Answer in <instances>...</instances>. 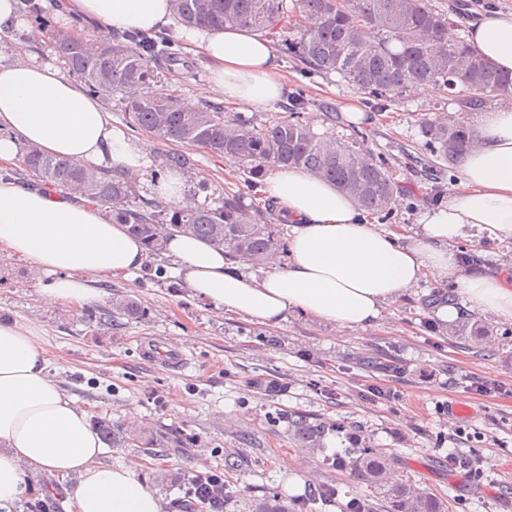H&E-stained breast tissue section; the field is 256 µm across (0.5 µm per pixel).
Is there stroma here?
<instances>
[{
  "label": "stroma",
  "instance_id": "1",
  "mask_svg": "<svg viewBox=\"0 0 512 512\" xmlns=\"http://www.w3.org/2000/svg\"><path fill=\"white\" fill-rule=\"evenodd\" d=\"M432 3L448 14L459 37L466 34L465 18L512 9V0ZM181 47L190 66L177 68L171 78L181 100L220 102L205 60L189 42ZM280 67L285 97L255 112V119L287 115L289 94L304 88L310 105L303 117L313 130L346 141L365 138L401 188L402 206L370 215L371 223L395 229L415 223L435 206L433 183L417 177L414 167L430 157L423 122L459 117L448 95L406 91L380 109L337 74H305L292 58L281 60ZM355 95L372 117L358 128L339 120L341 100ZM191 157L185 174L192 202L220 207L229 187L243 210L262 205L261 190L248 186L224 159L200 149ZM197 171L207 172L209 181L196 182ZM450 250L456 256L471 254L474 274L512 267V242L482 235L458 240ZM170 265L158 254L135 277L99 281L107 296L134 295L146 311L141 320L109 329L95 323L102 305L45 304L38 291L40 273L0 251V319L39 326L54 376L76 403L88 415L140 435V442L106 449L102 459L113 465L139 462L140 477L161 496L165 512L183 497L174 473L201 467L223 471L224 512H256L271 494L292 505L286 484L294 477L307 494L338 488L335 499L313 505L312 512H343L356 488L332 460L349 448L352 433L362 446L391 452L399 470L443 498L448 512H501L512 495V475L500 469L512 462V321L470 313L441 323L429 309L430 299L450 287L427 280L367 330H339L299 314L265 326L194 299L170 276ZM142 337L187 348L190 367L177 374L148 365L139 353ZM264 378L287 384V392L264 395L253 386ZM477 379L495 383V390L476 392ZM371 386L388 390L389 398H367ZM294 413L324 425L321 450L299 451L288 427ZM452 452L479 460L484 478L454 470L448 463ZM27 481L26 499L6 512H28V504L41 500L50 512H68L58 477L36 470Z\"/></svg>",
  "mask_w": 512,
  "mask_h": 512
}]
</instances>
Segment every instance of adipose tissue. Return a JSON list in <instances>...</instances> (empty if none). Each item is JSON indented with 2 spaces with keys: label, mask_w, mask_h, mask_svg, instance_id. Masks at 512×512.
<instances>
[{
  "label": "adipose tissue",
  "mask_w": 512,
  "mask_h": 512,
  "mask_svg": "<svg viewBox=\"0 0 512 512\" xmlns=\"http://www.w3.org/2000/svg\"><path fill=\"white\" fill-rule=\"evenodd\" d=\"M64 18L99 28L158 31L172 22L170 0H59ZM473 47L512 71V11L468 22ZM209 62L211 82L239 110L274 104L283 93L271 41L239 29L185 32ZM35 148L95 171L137 177L150 150L112 123L96 97L51 61L20 50L0 58V168ZM458 181L445 205L396 233L368 223L336 187L306 171L268 175L265 200L288 218L287 257L271 256L261 275L238 271L228 252L172 234L171 274L194 298L225 313L276 325L299 312L344 329L379 323L386 307L422 280L452 281L471 311L512 321V278L476 276L458 267L448 246L477 230L512 241V104L483 118L477 144L458 156ZM0 249L27 262L53 305L101 303V277L130 278L149 264L143 244L115 223L109 207L64 188L21 185L0 177ZM102 444L86 411L54 380L44 333L0 321V506L29 493L28 471L62 479L74 512H163L159 495L138 475V463H103Z\"/></svg>",
  "instance_id": "ef3b65f1"
}]
</instances>
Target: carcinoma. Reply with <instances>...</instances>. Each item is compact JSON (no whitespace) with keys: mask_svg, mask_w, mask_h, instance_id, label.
Segmentation results:
<instances>
[{"mask_svg":"<svg viewBox=\"0 0 512 512\" xmlns=\"http://www.w3.org/2000/svg\"><path fill=\"white\" fill-rule=\"evenodd\" d=\"M32 28L47 21L35 0H21ZM173 13L187 27L244 28L276 40L281 53L304 65L307 72L340 75L350 86L376 100L413 86L434 84L448 90L460 114L480 112L487 97L512 91V73L503 72L472 50L465 41L447 39L448 15L431 0H171ZM53 48L68 72L92 95L122 104L125 122L138 131L182 147L201 149L238 167L251 186L277 168L304 169L336 185L360 209L389 212L398 184L381 159L357 144L317 134L300 120L308 99L293 95L289 115L255 123L229 115L224 106L207 101L195 111L182 109L177 91L163 72L181 58L174 41L155 34L126 31L103 35L88 50L83 38L63 35ZM426 145L445 161L474 146L476 135L462 121L428 119ZM192 164L190 155L169 152L153 176ZM25 176L41 186H62L112 208L113 218L127 225L153 254L163 250L174 231L190 233L230 256L260 263L279 246L263 212L242 218L237 196L224 195V206L174 205L157 200L135 202L137 180L99 173L68 158L31 150ZM144 316L131 295L118 294L98 323L113 326L122 319ZM92 427L113 448L127 435L112 422L95 418ZM300 447L319 449L323 431L300 415L291 419ZM351 482L369 487L387 504L388 512H445L443 499L406 479L382 448H362L348 458Z\"/></svg>","mask_w":512,"mask_h":512,"instance_id":"obj_1","label":"carcinoma"}]
</instances>
